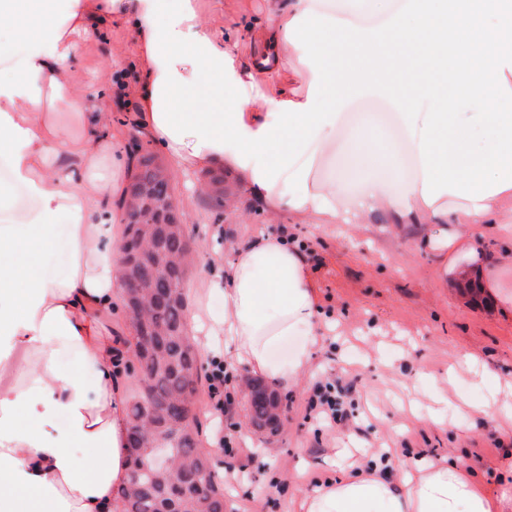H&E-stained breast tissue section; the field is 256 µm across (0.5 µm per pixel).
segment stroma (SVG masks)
<instances>
[{
	"mask_svg": "<svg viewBox=\"0 0 512 512\" xmlns=\"http://www.w3.org/2000/svg\"><path fill=\"white\" fill-rule=\"evenodd\" d=\"M201 19L221 30L244 20L264 21L267 0H199ZM135 55L131 31L112 27L106 39L89 40L78 54V77L112 71L133 83ZM374 132L377 145L399 155L388 129L362 117L357 125H339L330 150L314 154L310 172L332 186L330 174L351 152L352 128ZM209 170L176 175L173 195L191 221L185 235L193 247L185 298L200 286L206 251L224 260L234 244L272 226L287 225L290 236L306 247L316 278L320 307L336 328L320 337L312 374L279 389L283 418L276 435L255 433L246 419L244 387L250 372L231 367L232 403L216 417L207 392H200L199 443L214 448L212 434L223 423L232 444L224 449L228 512H296L299 493L352 465L381 461V474H395L403 463L422 456L448 457L475 469L491 485L501 483L506 449L512 448V411L462 415L460 400L484 402L490 390L476 373L458 371L449 384L441 377L465 355L478 354L500 384H512V260L484 269L472 267L458 246H445L443 234L454 224H422L395 211L374 212L367 224H323L318 219L284 213L277 219L250 214L216 225L192 190L207 181ZM494 279L498 294L475 306L463 295L462 270ZM333 385L341 420L316 417L310 403L318 387ZM447 386L450 404L431 405V393Z\"/></svg>",
	"mask_w": 512,
	"mask_h": 512,
	"instance_id": "obj_1",
	"label": "stroma"
}]
</instances>
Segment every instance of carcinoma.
<instances>
[{
	"label": "carcinoma",
	"mask_w": 512,
	"mask_h": 512,
	"mask_svg": "<svg viewBox=\"0 0 512 512\" xmlns=\"http://www.w3.org/2000/svg\"><path fill=\"white\" fill-rule=\"evenodd\" d=\"M130 165L133 174L119 206L126 211L132 200L141 199L148 209L145 218L125 222L121 245L128 250V266L123 276L135 274L149 283L140 294L148 304V327L155 332L157 350L148 359L145 382L135 388L129 414L151 435L166 428L172 417L186 420L189 433L166 445L169 454L177 458L176 474L140 476L142 487L128 485L120 490L117 512H199L193 493L198 485L208 502L207 512H226L224 486L209 473L211 456L198 448L196 396L200 375L184 323L183 284L190 242L179 210L172 203L168 169L143 149L132 153ZM247 386L250 426L275 434L279 424L273 409L280 405L279 396L258 381H249Z\"/></svg>",
	"instance_id": "cac0c4a2"
}]
</instances>
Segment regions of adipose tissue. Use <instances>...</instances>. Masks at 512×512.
Here are the masks:
<instances>
[{
    "mask_svg": "<svg viewBox=\"0 0 512 512\" xmlns=\"http://www.w3.org/2000/svg\"><path fill=\"white\" fill-rule=\"evenodd\" d=\"M152 0H0V27L23 23L19 40L0 41V157L11 179L0 182V208H10L15 186L26 188L35 207L23 224H0V512H115V495L128 481L129 414L121 382L126 346L121 335V255L112 206L118 190L112 174L125 164L106 106L112 83L89 88L73 82L78 44L89 34L105 38L116 23L134 31L138 83L133 124L175 170L188 173L221 163L237 169L242 199L267 213L291 210L321 216L327 224H362L379 203L368 194L358 206L337 207L332 190L298 171L300 193L289 194L287 176L264 189L252 167H239L232 150L197 148L196 138L175 143L153 118L154 85L162 73L149 41ZM312 0H271L264 22L242 21L223 31L201 18L182 21L180 33L210 40L233 60L248 100L241 123L254 134L281 102L306 104L297 81L284 71L290 41L286 27L311 9ZM250 41L251 63L237 59ZM78 115L81 136L58 120ZM495 197L451 213L427 203L414 186L405 212L429 224H467L468 256L493 262L481 228L497 216ZM66 224H59V217ZM64 243L67 265L46 261ZM223 297L224 310L211 302ZM188 326L224 339L227 362L265 381L288 386L312 368L327 324L314 276L296 245L276 232H259L236 248L232 262L212 257L187 313ZM293 341L290 355L277 351ZM300 512H512V486L488 488L476 470L453 461L412 465L389 480L377 470L349 469L303 494Z\"/></svg>",
    "mask_w": 512,
    "mask_h": 512,
    "instance_id": "ef3b65f1",
    "label": "adipose tissue"
}]
</instances>
